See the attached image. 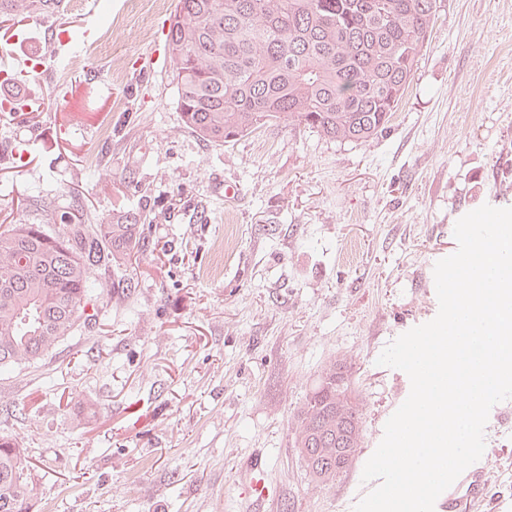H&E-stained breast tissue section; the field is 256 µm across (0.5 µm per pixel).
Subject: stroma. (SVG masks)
I'll return each mask as SVG.
<instances>
[{
  "label": "stroma",
  "instance_id": "obj_1",
  "mask_svg": "<svg viewBox=\"0 0 512 512\" xmlns=\"http://www.w3.org/2000/svg\"><path fill=\"white\" fill-rule=\"evenodd\" d=\"M176 0H83L0 16V224L48 223L69 197L88 223L143 212L134 293L41 362L0 373V435L32 467V512H249L237 473L263 461V512H348L362 465L410 393L377 365L439 308L433 269L456 221L512 207V0H440L389 127L357 144L269 126L215 145L185 129L166 35ZM93 34H86V27ZM74 30L53 62L48 39ZM31 154L18 153L21 143ZM241 197L224 199V185ZM353 364L363 403L359 464L311 481L292 416L322 370ZM495 512H512V399L484 431Z\"/></svg>",
  "mask_w": 512,
  "mask_h": 512
}]
</instances>
